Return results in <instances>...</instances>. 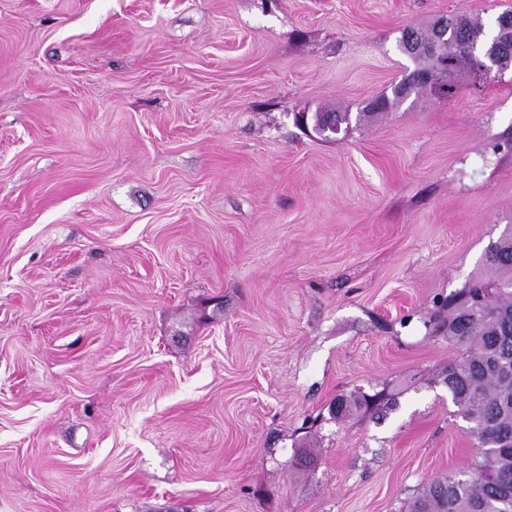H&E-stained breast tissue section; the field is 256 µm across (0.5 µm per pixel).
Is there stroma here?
Wrapping results in <instances>:
<instances>
[{"mask_svg": "<svg viewBox=\"0 0 512 512\" xmlns=\"http://www.w3.org/2000/svg\"><path fill=\"white\" fill-rule=\"evenodd\" d=\"M507 10L0 0V512H405L471 469L430 318L512 225V70L294 115Z\"/></svg>", "mask_w": 512, "mask_h": 512, "instance_id": "stroma-1", "label": "stroma"}]
</instances>
